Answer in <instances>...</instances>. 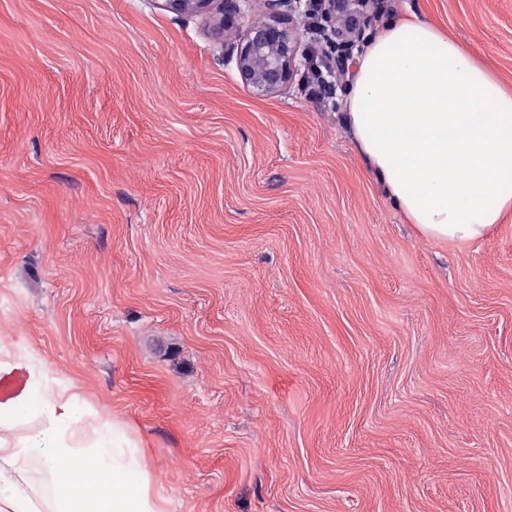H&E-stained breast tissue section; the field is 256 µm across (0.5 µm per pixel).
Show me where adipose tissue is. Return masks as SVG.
Segmentation results:
<instances>
[{"instance_id": "ef3b65f1", "label": "adipose tissue", "mask_w": 512, "mask_h": 512, "mask_svg": "<svg viewBox=\"0 0 512 512\" xmlns=\"http://www.w3.org/2000/svg\"><path fill=\"white\" fill-rule=\"evenodd\" d=\"M342 121L423 237L474 242L512 210V94L433 25L393 21L369 40ZM32 406L42 422L16 438ZM31 459L53 478L54 512H165L145 450L121 426L85 421L72 399L45 392L36 369L0 401V512H38L17 483Z\"/></svg>"}]
</instances>
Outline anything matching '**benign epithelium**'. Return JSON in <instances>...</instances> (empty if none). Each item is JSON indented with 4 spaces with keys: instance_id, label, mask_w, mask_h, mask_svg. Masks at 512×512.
<instances>
[{
    "instance_id": "benign-epithelium-1",
    "label": "benign epithelium",
    "mask_w": 512,
    "mask_h": 512,
    "mask_svg": "<svg viewBox=\"0 0 512 512\" xmlns=\"http://www.w3.org/2000/svg\"><path fill=\"white\" fill-rule=\"evenodd\" d=\"M177 12L199 11L216 6L219 14L240 13L242 0H165ZM297 33L276 15L251 21L239 37L236 68L245 83L260 93L282 89L293 74L297 55Z\"/></svg>"
}]
</instances>
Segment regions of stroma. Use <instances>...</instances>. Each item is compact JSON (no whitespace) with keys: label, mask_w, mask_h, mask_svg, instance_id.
I'll use <instances>...</instances> for the list:
<instances>
[{"label":"stroma","mask_w":512,"mask_h":512,"mask_svg":"<svg viewBox=\"0 0 512 512\" xmlns=\"http://www.w3.org/2000/svg\"><path fill=\"white\" fill-rule=\"evenodd\" d=\"M512 90V0H378ZM164 0H0V363L151 456L166 512H512V213L422 237L335 96Z\"/></svg>","instance_id":"35a3bbf8"}]
</instances>
